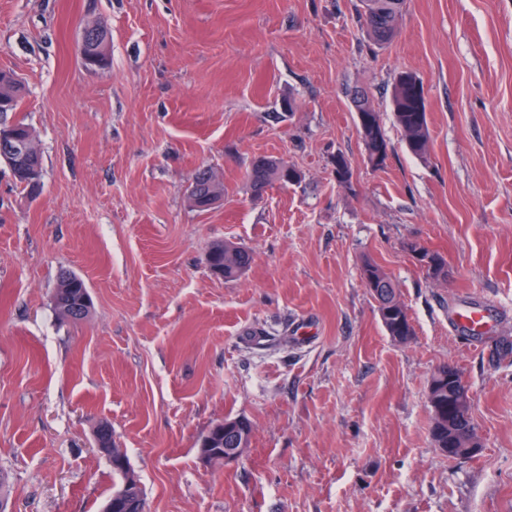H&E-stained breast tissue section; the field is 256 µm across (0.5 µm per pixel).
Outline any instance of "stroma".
Instances as JSON below:
<instances>
[{
	"label": "stroma",
	"mask_w": 512,
	"mask_h": 512,
	"mask_svg": "<svg viewBox=\"0 0 512 512\" xmlns=\"http://www.w3.org/2000/svg\"><path fill=\"white\" fill-rule=\"evenodd\" d=\"M359 3L0 0V69L27 87L16 117L43 156L34 199L0 163L8 512H101L116 488L102 421L146 512H512V0H406L383 48ZM99 21L111 64L91 71L77 42ZM401 68L423 82L425 162L393 123ZM354 88L389 141L379 170ZM259 155L301 182L254 196ZM201 167L224 184L206 212L187 194ZM216 241L252 251L239 279L207 269ZM367 259L399 289L407 343L381 322ZM63 268L93 300L78 324L51 305ZM479 304L494 320L476 341L451 314ZM445 364L472 396L470 460L432 442L427 385ZM229 415L251 421V446L207 466L198 440Z\"/></svg>",
	"instance_id": "obj_1"
}]
</instances>
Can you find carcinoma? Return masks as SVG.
I'll list each match as a JSON object with an SVG mask.
<instances>
[{"label":"carcinoma","mask_w":512,"mask_h":512,"mask_svg":"<svg viewBox=\"0 0 512 512\" xmlns=\"http://www.w3.org/2000/svg\"><path fill=\"white\" fill-rule=\"evenodd\" d=\"M361 10L359 21L367 35L377 46L389 43L396 32L397 19L401 15L405 0H360ZM422 81L410 70H400L396 73L393 92L392 109L394 122L404 140L408 152L425 160L429 155L430 134L427 121L425 100L415 97L413 90ZM26 88L23 82L14 74L0 71V128H11L22 137L33 136L32 129L23 121H8L10 112L19 110ZM351 102L355 110L357 128L365 147L368 163L372 167H382L388 158V142L382 128L380 115L370 105L368 95L359 89L351 91ZM14 184L24 193L30 195L40 188V181L34 179L28 168L23 164L9 165ZM300 179V173L293 167L287 166L273 157L259 156L255 158L246 170V181L255 193H261L265 188L276 183L294 184ZM193 180L199 185L200 196L191 199L195 208L206 210L205 202L200 197L209 193L224 194V185L216 180L214 173L208 168H199L193 175ZM208 268L217 277L226 281L240 278L250 267L252 254L233 243L215 242L208 250ZM429 259L427 274L438 278L445 268V258L437 251L425 250ZM362 280L374 278L385 292L386 300L378 306L382 324L391 338L400 343H406L414 336V326L404 303L394 302L398 290L391 277L377 264L367 261L361 267ZM87 292L85 281L70 270L59 273L54 295L51 301L53 310L58 317L73 323L88 318L92 304L83 302ZM432 415L431 437L434 446L448 447V379H443L442 385L434 397L428 399Z\"/></svg>","instance_id":"cac0c4a2"}]
</instances>
